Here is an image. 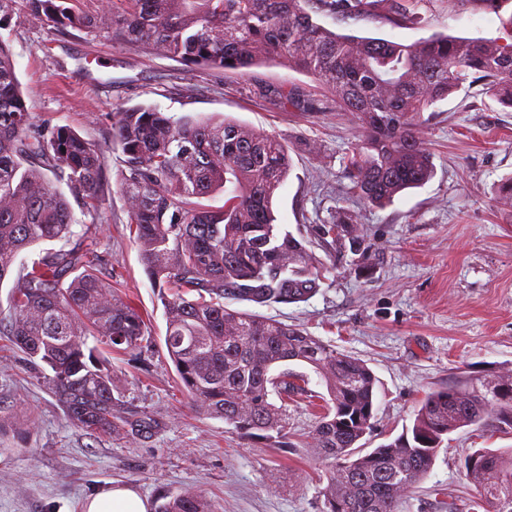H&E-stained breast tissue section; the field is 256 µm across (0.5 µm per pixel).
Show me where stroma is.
<instances>
[{"mask_svg": "<svg viewBox=\"0 0 512 512\" xmlns=\"http://www.w3.org/2000/svg\"><path fill=\"white\" fill-rule=\"evenodd\" d=\"M422 21L396 27L383 18L337 24L338 32L412 43L444 33L512 41L498 15L472 0H422ZM0 39L13 53L36 124L67 126L105 152L101 217L73 201L74 242L94 243L100 271L142 313L139 349L107 359L122 410L151 416L149 437L91 435L74 425L38 368L0 335V512H82L83 501L115 481L135 485L150 505L186 488L201 490L211 512H322L325 461L306 448L288 451L237 434L199 411L178 380L165 343L160 291L148 279L116 189L123 157L112 147V116L153 105L176 116L227 117L275 135L293 168L274 200L278 224L303 234L328 265L309 301L261 308L263 316L304 328L363 360L377 378L369 447L412 423L423 397L463 375L512 372V206L497 186L512 176V109L480 87L437 103L419 136L433 155L425 185L376 207L343 175L358 128L345 112L283 108L262 92L295 87L324 92L307 75L280 65L251 77L186 71L181 63L105 39L67 36L12 8ZM356 216L371 246V268L332 259L318 225ZM512 437L452 435L427 479L407 493L401 512H448L454 498L477 499L463 458L471 448H507Z\"/></svg>", "mask_w": 512, "mask_h": 512, "instance_id": "obj_1", "label": "stroma"}]
</instances>
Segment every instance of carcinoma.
Returning a JSON list of instances; mask_svg holds the SVG:
<instances>
[{
    "instance_id": "cac0c4a2",
    "label": "carcinoma",
    "mask_w": 512,
    "mask_h": 512,
    "mask_svg": "<svg viewBox=\"0 0 512 512\" xmlns=\"http://www.w3.org/2000/svg\"><path fill=\"white\" fill-rule=\"evenodd\" d=\"M422 0H25L26 15L60 33L126 43L242 77L279 62L324 85L326 102L361 130L345 177L363 202L382 206L434 175L418 130L423 113L463 85H483L512 108V44L434 34L412 44L333 31L316 19L348 23L385 17L417 25ZM282 107L316 111L293 88L272 90ZM121 150L117 189L148 278L162 290L164 342L178 378L203 413L243 437L292 448L280 400L308 396L310 367L328 399L309 432L329 461L323 512H400L405 493L431 472L459 429L512 433V375L465 376L425 395L410 427L362 453L376 417V378L361 359L303 329L229 305L266 307L312 298L322 263L306 240L274 223L272 201L291 158L275 136L223 117L176 118L152 105L112 118ZM101 150L66 126L42 127L21 90L13 55L0 39V284L15 283L0 307V335L46 365L50 389L69 418L92 433L133 434L151 419L120 410L103 349L133 351L145 336L139 310L112 290L89 247L22 253L72 234L74 215L58 185L89 211L102 201ZM224 193V205L200 199ZM339 254L367 259L347 220L318 227ZM464 469L480 501L470 510L512 512V448H472ZM156 512H210L195 489L163 497Z\"/></svg>"
}]
</instances>
